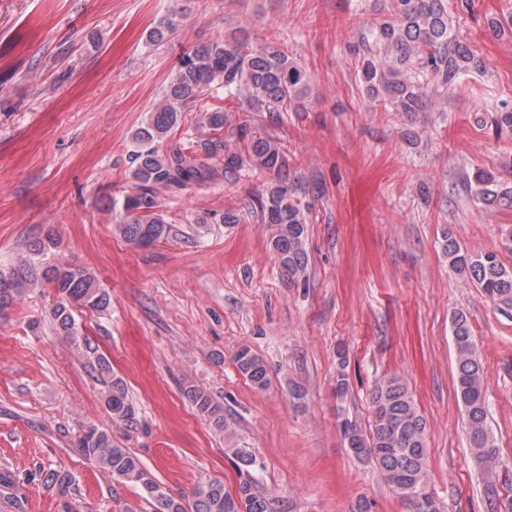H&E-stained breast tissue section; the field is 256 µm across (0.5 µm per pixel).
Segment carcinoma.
<instances>
[{
	"label": "carcinoma",
	"instance_id": "obj_1",
	"mask_svg": "<svg viewBox=\"0 0 512 512\" xmlns=\"http://www.w3.org/2000/svg\"><path fill=\"white\" fill-rule=\"evenodd\" d=\"M451 1L458 12L473 10V0H389L383 19L359 29L357 76L365 99L411 121L420 112L432 111L439 101L448 100V95L470 89L471 77L486 75V62L453 24L448 7ZM175 26L173 17L161 20L150 31L148 42H163ZM309 83V75L287 46L260 43L248 36L226 37L185 54L162 101L132 134L135 150L131 178L136 191L126 195L122 202L125 219L118 230L124 240L145 247L166 233V221L158 214V186L176 192L220 176L237 179L250 170L278 176L288 167L277 138L248 119L230 132L242 147H233L219 137L227 123L221 107L204 113L205 128L213 132L212 137L197 142L204 157L181 149L162 151L163 142L179 126L181 112L217 87L224 89L227 97L236 98L241 111L266 112L268 122L278 125L283 120L282 113L299 112L305 107ZM491 126L500 134H512V102L496 105L491 113ZM217 157L224 161L219 168L204 163ZM467 183L484 205L512 208V187L503 186L495 175L478 170ZM308 209L298 199L296 189L281 180L247 205L249 213L272 228L271 245L281 268L291 276L306 273ZM56 245L53 232H47L45 238L29 246V251L40 257L39 265L24 263L8 275L0 274V311L12 306L22 287L39 277L60 297L52 309L56 329L64 336H74V305L103 312L112 305V299L87 268L73 262L64 266L51 263L48 254ZM441 248L450 268L470 280L498 308L512 309V269L503 265L495 253L471 254L462 249L448 230L442 234ZM451 335L456 394L471 455L475 466L487 471L496 458L483 393L487 370L477 353L474 332L465 312L452 314ZM235 364L256 387L267 385L265 365L250 350L238 351ZM96 372L111 417L133 422L135 408L124 380L112 373L109 361L102 356L98 357ZM186 395L216 431L231 434L222 404L199 387H188ZM371 405L372 424L367 430L355 419H342L340 432L345 447L362 451L356 459L380 473L404 512H443L428 485L427 422L405 380L390 375L378 382L371 392ZM74 448L112 480L141 488L142 498L152 505L153 512H269L268 499L245 472L254 465V460L240 448L224 449L225 454L238 460L241 476L237 495L225 492L224 482L213 480L197 485L188 505L166 492L140 459L113 440L108 430L95 426L83 430ZM43 482L57 488L63 497L61 512H74L67 499L73 483L68 471L51 470L45 473Z\"/></svg>",
	"mask_w": 512,
	"mask_h": 512
}]
</instances>
